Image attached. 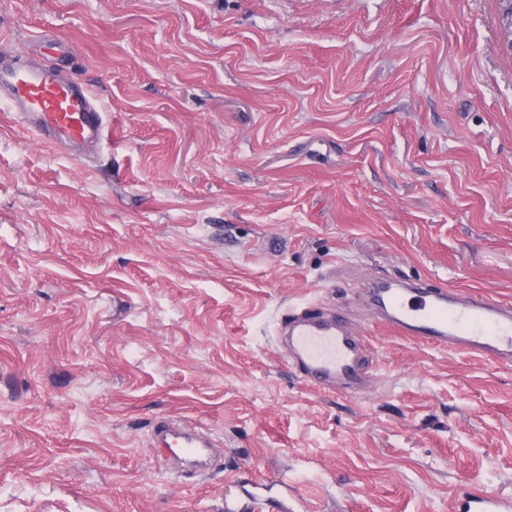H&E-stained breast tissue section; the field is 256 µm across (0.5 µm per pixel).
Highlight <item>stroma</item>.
I'll list each match as a JSON object with an SVG mask.
<instances>
[{"mask_svg": "<svg viewBox=\"0 0 512 512\" xmlns=\"http://www.w3.org/2000/svg\"><path fill=\"white\" fill-rule=\"evenodd\" d=\"M71 68L118 146L74 159L0 101V512H306L512 497V367L393 336L370 278L512 301V50L497 0H0V49ZM341 308L362 388L278 322ZM223 444L203 475L150 445ZM155 443L158 448H185L189 456L201 455L200 448H215V444L200 434L186 428L173 419H162L154 428Z\"/></svg>", "mask_w": 512, "mask_h": 512, "instance_id": "1", "label": "stroma"}]
</instances>
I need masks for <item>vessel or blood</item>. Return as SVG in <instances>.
<instances>
[{
	"mask_svg": "<svg viewBox=\"0 0 512 512\" xmlns=\"http://www.w3.org/2000/svg\"><path fill=\"white\" fill-rule=\"evenodd\" d=\"M5 96L22 129L71 144L74 157L84 146L103 145L107 115L88 87L52 68H33L0 58V96ZM381 325L390 332L441 348L460 350L487 361L512 364V302L477 291L426 289L411 298L401 288H379ZM280 333L292 360L309 384L353 391L365 364L361 337L341 312L306 308L282 319ZM157 447L182 448L199 456L209 439L173 419L156 423ZM457 512H512V499L493 494L468 495Z\"/></svg>",
	"mask_w": 512,
	"mask_h": 512,
	"instance_id": "b4317fda",
	"label": "vessel or blood"
}]
</instances>
